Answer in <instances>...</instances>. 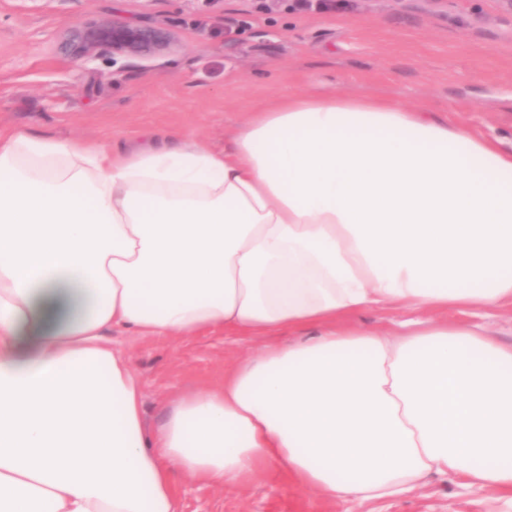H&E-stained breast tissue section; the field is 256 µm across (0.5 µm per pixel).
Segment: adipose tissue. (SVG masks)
Here are the masks:
<instances>
[{
    "label": "adipose tissue",
    "instance_id": "obj_1",
    "mask_svg": "<svg viewBox=\"0 0 512 512\" xmlns=\"http://www.w3.org/2000/svg\"><path fill=\"white\" fill-rule=\"evenodd\" d=\"M512 303V152L383 97L286 94L230 151L0 128V512H179L272 471L324 501L431 475L512 502V344L370 308ZM281 331L158 427L113 330Z\"/></svg>",
    "mask_w": 512,
    "mask_h": 512
}]
</instances>
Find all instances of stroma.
<instances>
[{"label": "stroma", "mask_w": 512, "mask_h": 512, "mask_svg": "<svg viewBox=\"0 0 512 512\" xmlns=\"http://www.w3.org/2000/svg\"><path fill=\"white\" fill-rule=\"evenodd\" d=\"M118 17L169 28L175 48L143 60L80 64L58 49L64 24ZM390 97L468 126L512 151V14L498 0H0V128L133 148L155 133L216 150L285 93ZM149 424L184 388L219 383L260 339L223 332L142 337L113 331ZM180 512H505L496 493L435 476L416 495L328 504L273 476L241 496L180 483Z\"/></svg>", "instance_id": "35a3bbf8"}]
</instances>
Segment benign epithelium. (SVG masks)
Returning <instances> with one entry per match:
<instances>
[{"label":"benign epithelium","instance_id":"7a95c632","mask_svg":"<svg viewBox=\"0 0 512 512\" xmlns=\"http://www.w3.org/2000/svg\"><path fill=\"white\" fill-rule=\"evenodd\" d=\"M174 36L163 26L132 23L121 18H99L67 25L61 50L80 62H90L103 51L114 57L152 59L171 50Z\"/></svg>","mask_w":512,"mask_h":512}]
</instances>
